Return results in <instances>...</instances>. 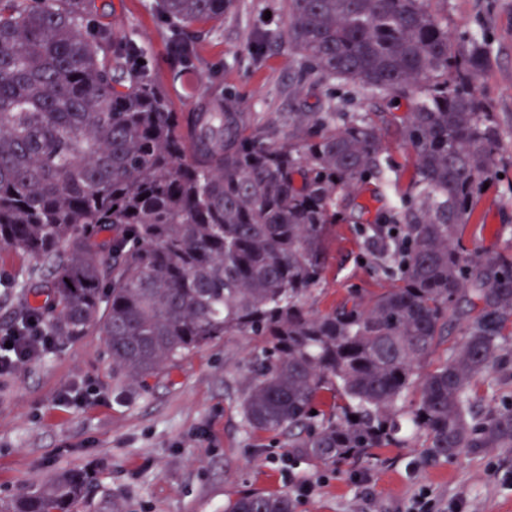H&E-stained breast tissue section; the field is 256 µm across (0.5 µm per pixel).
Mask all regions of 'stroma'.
<instances>
[{
    "label": "stroma",
    "instance_id": "stroma-1",
    "mask_svg": "<svg viewBox=\"0 0 512 512\" xmlns=\"http://www.w3.org/2000/svg\"><path fill=\"white\" fill-rule=\"evenodd\" d=\"M96 4L95 28L133 44L173 111L186 115L212 95H230L252 114L254 128L279 143L289 113L361 112L370 101L361 87L305 77L301 57L281 38L283 0H234L223 19L185 29L194 55L181 64L151 0ZM432 8L455 36L482 41L487 65L479 84L507 144L463 242L511 254L512 0H433ZM384 137L391 180L363 185L353 222L333 227L324 279L307 302L311 311H329L355 290L382 285L356 226L399 206L412 171L396 127ZM260 344L254 336L223 337L139 385L113 377L97 329L57 338L51 353L0 376V506L59 470L83 468L97 471L98 484L79 512H224L226 502L256 491L288 493L294 512H409L423 493L431 512H512V455L496 449L423 466L419 443L398 442L327 467L294 454L287 439L249 434L238 400ZM72 386L89 391L85 404L60 400Z\"/></svg>",
    "mask_w": 512,
    "mask_h": 512
}]
</instances>
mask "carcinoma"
Instances as JSON below:
<instances>
[{"mask_svg": "<svg viewBox=\"0 0 512 512\" xmlns=\"http://www.w3.org/2000/svg\"><path fill=\"white\" fill-rule=\"evenodd\" d=\"M232 5L152 2L178 29ZM96 11L95 0H0V251L47 271L50 300L27 309L48 333L98 328L112 374L137 384L224 336H261L240 399L250 433L286 436L326 465L390 446L401 423L425 465L512 452V402L477 410L478 384L512 354V255L462 237L503 151L476 83L483 46L453 37L431 0H285L281 38L309 76L375 103L300 112L275 144L231 96L182 123L155 83L108 53ZM391 123L412 155L409 194L360 229L384 287L311 313L338 200L387 179L380 129ZM0 288L41 295L35 277L5 270ZM452 323L462 336L437 358ZM96 479L61 470L3 512H77ZM224 512L293 502L256 492Z\"/></svg>", "mask_w": 512, "mask_h": 512, "instance_id": "carcinoma-1", "label": "carcinoma"}]
</instances>
